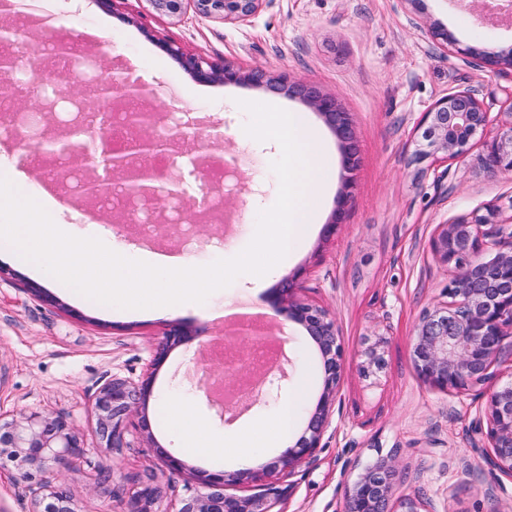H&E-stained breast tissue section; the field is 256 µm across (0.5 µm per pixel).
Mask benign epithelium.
I'll use <instances>...</instances> for the list:
<instances>
[{
  "label": "benign epithelium",
  "mask_w": 512,
  "mask_h": 512,
  "mask_svg": "<svg viewBox=\"0 0 512 512\" xmlns=\"http://www.w3.org/2000/svg\"><path fill=\"white\" fill-rule=\"evenodd\" d=\"M161 15L179 19L191 9L199 16L224 22H246L259 10L263 0H146ZM156 46L175 59L197 82L226 84L251 83L273 91H285L298 97L318 112L336 134L343 150V168L351 171L357 164L356 134L348 114L336 97L302 82L290 83L258 69L242 70L231 64L211 61L189 54L177 44L158 40ZM469 55L490 71L503 65L512 66V51L494 53L468 47ZM102 78L89 85L90 97L66 93L77 110L97 112V121L68 124L86 137V141L103 148L102 162L106 172L117 173L124 192L133 199L145 200L162 213L173 200H183L178 182L164 178L151 164L136 166L131 151L150 160L167 147L171 138L157 135L158 113L143 109L119 108L129 100H147L152 91L135 84L123 75L101 64ZM123 112L124 124L136 136L119 143L110 139L108 129L112 113ZM490 113L470 90H458L440 98L424 113L414 142V157L446 161L458 157L483 134L490 124ZM483 166L493 172H512V120L486 143ZM498 206L489 204L485 213L474 214L444 225L432 242L433 250L447 263L454 264L457 274L446 290L447 301L426 309L419 316L412 340V361L418 377L430 387L443 391L467 393L477 391L485 396L484 407L471 422L480 439L473 448L480 451L494 471L512 478V381L492 389L484 385L492 378V368L509 351L512 353V231L496 221ZM509 244L501 246L503 236ZM486 244L499 246L495 256L483 261L478 253ZM297 276L283 280L274 290L271 304L278 314L302 326L317 346L323 360V388L311 412L303 435L281 455L265 466L235 472L223 469L190 468L185 461L154 444L157 458L170 470L190 473L195 492L181 499L176 512H282L278 506L287 489L274 476L293 475L296 469L315 461L316 451L331 426L336 403L341 401L342 362L344 348L340 342L336 320L323 307L306 302L297 295ZM191 334L179 323L169 325L164 341L156 348L154 365H162L169 352L189 341ZM389 340V327L365 338L359 366L360 374L369 378L384 366V353ZM283 375L273 364L263 370L254 387L239 396L227 394L216 399L223 390V378L205 379L200 390L205 398L226 412L242 398L260 400L266 385H275ZM152 388V377L132 383L121 377L105 382L94 394L93 408L96 433L108 449L123 447L124 429L129 418L146 405ZM83 446L69 422L62 416L30 413L10 422H0V460L15 464L17 475L25 481L39 480V495L34 512H76L71 497L59 491L49 471L51 462L78 457ZM396 470L393 461L380 458L358 474L346 492L343 512H433L431 504L419 494L395 497ZM160 496V488L148 481L140 483L127 512H153L151 507Z\"/></svg>",
  "instance_id": "7a95c632"
}]
</instances>
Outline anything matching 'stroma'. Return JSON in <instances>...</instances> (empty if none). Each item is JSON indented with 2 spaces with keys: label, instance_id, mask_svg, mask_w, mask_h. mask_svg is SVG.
<instances>
[{
  "label": "stroma",
  "instance_id": "1",
  "mask_svg": "<svg viewBox=\"0 0 512 512\" xmlns=\"http://www.w3.org/2000/svg\"><path fill=\"white\" fill-rule=\"evenodd\" d=\"M451 31L458 48L446 49L432 37L431 26ZM16 30L31 50L41 51L50 37L73 39L75 50L117 71H131L152 90L147 109L168 123L166 107L187 115L201 135L177 137L155 157L165 177L180 180L187 203L194 206L195 234L185 244L174 234H145L135 224L118 223L112 200L87 197L81 185L103 175L102 167L75 152L37 158L35 146L65 135L54 117L28 107L32 130L0 136V171L24 174L22 194L47 192L62 202L52 211L58 224L101 230L114 247L140 253L190 258L205 266L241 253L252 240L260 211L276 201L279 181L271 164L279 155L273 141L248 136L249 114L240 101H275L307 112L322 132L321 147L342 163L341 144L315 111L287 93H273L248 83H198L160 51L157 40L185 52L226 60L250 70L260 68L316 86L335 96L348 113L358 144V165L350 176H336L322 216L288 265L267 287L252 274L237 277L204 303L154 313L126 314L76 296L63 283L43 287L22 261L9 257L0 241V419L22 413L63 416L85 449L82 457L53 465L55 483L72 499L77 512H127L140 481L161 488L153 512H175L193 492L187 475L156 459L136 424H129L124 446L101 447L95 431L93 394L119 376L153 388L147 412L160 445L198 468L237 471L236 463L200 457L179 445L164 426V405L185 397L210 427L232 435L253 421L270 418L297 383L310 378L297 432H304L321 394L320 353L298 324L270 309L269 297L282 280L301 272L302 298L328 309L345 348L341 403L311 466L294 476L280 475L289 487L283 512H341L345 491L362 468L379 458L395 461L398 494L418 493L435 512H512V478L492 472L474 451L470 421L479 407L474 396L443 393L423 383L411 360L414 326L438 301L453 277V265L432 249L440 225L466 218L494 203L498 220L512 222V172L483 168L484 146L499 132L512 110V68H481L462 50L477 46L499 50L512 46V25L487 23L478 10L455 0H264L244 23H224L187 12L181 19L154 13L147 0H117L113 12L96 0H36L0 13V28ZM473 90L491 116L459 159L414 162L413 143L423 112L445 95ZM233 169L223 191L229 220L216 222L201 208L195 163L201 158ZM348 195L343 224L335 234L325 228L341 195ZM265 310V317L245 323L242 337L221 349L225 303ZM178 322L191 341L172 349L153 367L156 347L168 324ZM390 327L386 365L378 377L359 373L364 336ZM281 337L290 359L287 380L251 405L220 412L199 395L198 379L220 373L225 353L238 359L253 352V331ZM111 478L102 483L101 471ZM32 485L22 481L10 462L0 463V512H30Z\"/></svg>",
  "mask_w": 512,
  "mask_h": 512
}]
</instances>
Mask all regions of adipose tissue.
<instances>
[{"label":"adipose tissue","mask_w":512,"mask_h":512,"mask_svg":"<svg viewBox=\"0 0 512 512\" xmlns=\"http://www.w3.org/2000/svg\"><path fill=\"white\" fill-rule=\"evenodd\" d=\"M308 385H301L268 420L258 421L235 437L227 438L206 426L196 415L192 402L170 403L169 427L186 447L199 455H219L238 462H249L288 440L296 423L298 404L305 398Z\"/></svg>","instance_id":"1"}]
</instances>
